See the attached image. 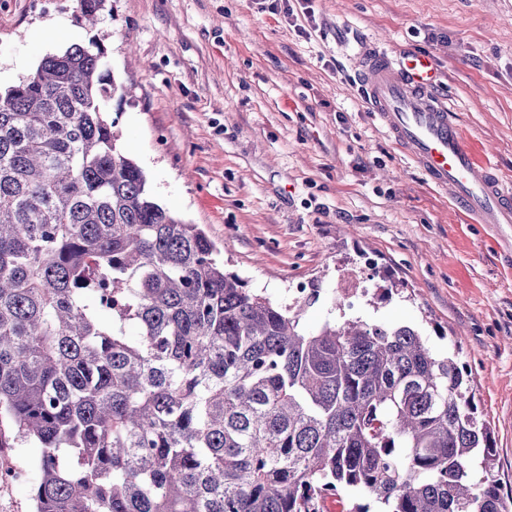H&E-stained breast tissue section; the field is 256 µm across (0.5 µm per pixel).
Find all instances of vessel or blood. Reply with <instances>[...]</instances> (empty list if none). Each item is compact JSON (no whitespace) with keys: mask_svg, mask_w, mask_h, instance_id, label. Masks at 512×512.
<instances>
[{"mask_svg":"<svg viewBox=\"0 0 512 512\" xmlns=\"http://www.w3.org/2000/svg\"><path fill=\"white\" fill-rule=\"evenodd\" d=\"M357 59L371 110L429 181L477 223L512 227V191L491 166L479 164L454 115L436 95L431 58L397 56L363 42Z\"/></svg>","mask_w":512,"mask_h":512,"instance_id":"1","label":"vessel or blood"}]
</instances>
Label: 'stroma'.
Segmentation results:
<instances>
[{"mask_svg": "<svg viewBox=\"0 0 512 512\" xmlns=\"http://www.w3.org/2000/svg\"><path fill=\"white\" fill-rule=\"evenodd\" d=\"M270 4L106 0L91 29L76 0H0V90L102 40L118 144L157 202L271 300L318 289L312 328L338 317L346 279L375 271L360 316L458 354L512 490V243L393 143L351 59L358 37L429 55L464 140L512 188V0Z\"/></svg>", "mask_w": 512, "mask_h": 512, "instance_id": "stroma-1", "label": "stroma"}]
</instances>
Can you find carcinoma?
I'll return each mask as SVG.
<instances>
[{"mask_svg": "<svg viewBox=\"0 0 512 512\" xmlns=\"http://www.w3.org/2000/svg\"><path fill=\"white\" fill-rule=\"evenodd\" d=\"M105 0H77L98 23ZM96 40L0 92V448L33 512H512L464 366L225 271L118 145ZM38 453L39 448L35 444L17 445V448L1 450L0 463L10 462L26 467L31 470L32 475L30 481L25 483L29 478L28 470L17 466L0 465V488H9L0 490V512H31V486L36 478L32 464ZM17 484L20 485L15 486Z\"/></svg>", "mask_w": 512, "mask_h": 512, "instance_id": "carcinoma-1", "label": "carcinoma"}]
</instances>
